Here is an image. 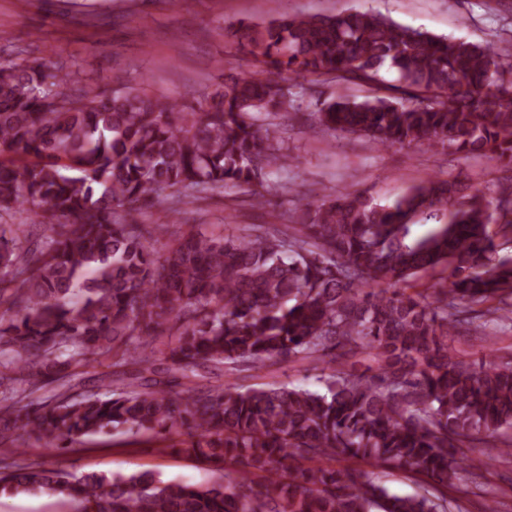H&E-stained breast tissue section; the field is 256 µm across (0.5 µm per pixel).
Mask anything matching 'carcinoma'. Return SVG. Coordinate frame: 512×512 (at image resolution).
<instances>
[{
	"label": "carcinoma",
	"mask_w": 512,
	"mask_h": 512,
	"mask_svg": "<svg viewBox=\"0 0 512 512\" xmlns=\"http://www.w3.org/2000/svg\"><path fill=\"white\" fill-rule=\"evenodd\" d=\"M230 34L261 70L195 106L0 61V305L14 309L0 321V452L20 453L26 435L77 451L116 430L233 473L197 486L13 462L0 494L76 499L77 512H450L462 449L512 429V363L492 360L480 322H512V258L491 231L512 233V39L447 38L371 10L283 13ZM385 65L393 93L328 97L320 123L381 148L495 160V189L428 180L390 205L339 191L282 229L189 224L166 238L182 195L242 186L266 204L265 169L291 160L274 123L283 72L367 82ZM153 207L147 238L137 215ZM435 274L440 287L416 290ZM461 328L483 336L485 357L448 352ZM365 352L375 371L341 366ZM108 358L112 372L91 371ZM288 359L321 367L326 392L229 380ZM364 466L405 470L424 491L391 495Z\"/></svg>",
	"instance_id": "1"
}]
</instances>
